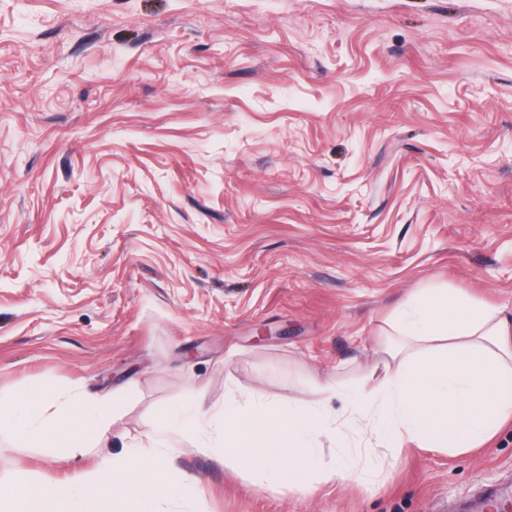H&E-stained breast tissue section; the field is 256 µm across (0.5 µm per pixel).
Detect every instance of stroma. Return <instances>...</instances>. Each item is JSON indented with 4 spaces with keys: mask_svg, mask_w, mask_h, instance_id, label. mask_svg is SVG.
I'll return each instance as SVG.
<instances>
[{
    "mask_svg": "<svg viewBox=\"0 0 512 512\" xmlns=\"http://www.w3.org/2000/svg\"><path fill=\"white\" fill-rule=\"evenodd\" d=\"M430 291L512 307V0H0V394L124 396L87 456L1 429V478L91 471L192 398L336 417ZM359 430L321 457L373 475L309 493L183 444L181 512L512 493L511 425L458 454Z\"/></svg>",
    "mask_w": 512,
    "mask_h": 512,
    "instance_id": "stroma-1",
    "label": "stroma"
}]
</instances>
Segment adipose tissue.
Instances as JSON below:
<instances>
[{"label":"adipose tissue","instance_id":"obj_1","mask_svg":"<svg viewBox=\"0 0 512 512\" xmlns=\"http://www.w3.org/2000/svg\"><path fill=\"white\" fill-rule=\"evenodd\" d=\"M396 339L381 379L349 398L352 415L398 448L413 443L451 453L480 448L512 425V313L435 292L406 302L393 320ZM106 405L53 392L0 396V424L16 443L86 450L107 421Z\"/></svg>","mask_w":512,"mask_h":512}]
</instances>
